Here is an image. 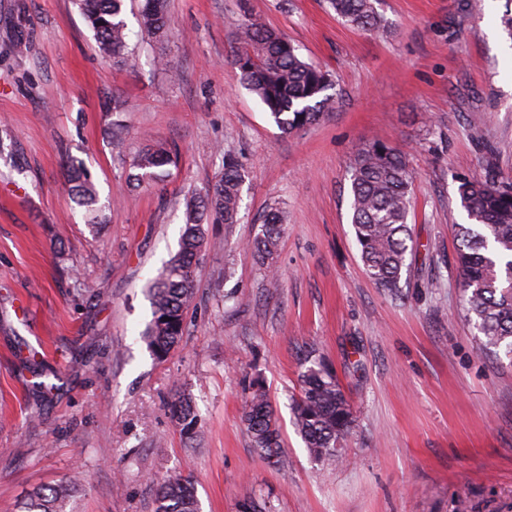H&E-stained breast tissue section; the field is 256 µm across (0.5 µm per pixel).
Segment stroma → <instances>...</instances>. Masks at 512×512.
<instances>
[{
	"label": "stroma",
	"mask_w": 512,
	"mask_h": 512,
	"mask_svg": "<svg viewBox=\"0 0 512 512\" xmlns=\"http://www.w3.org/2000/svg\"><path fill=\"white\" fill-rule=\"evenodd\" d=\"M504 3L376 0L379 37L327 0H169L161 47L127 0L126 68L102 57L73 0H0V512L70 475L72 512H154L177 472L202 512L250 497L272 512H512V360L486 356L464 316L455 237L460 178H512ZM244 7L330 75L335 111L286 135L240 86L224 19ZM115 98L126 111H107ZM146 134L178 163L130 189ZM375 138L414 176L416 258L395 294L367 276L351 224L349 163ZM228 155L244 174L240 221L209 225L183 341L156 360L147 288L179 248L187 192ZM69 157L106 223L88 226L71 199ZM274 205L287 216L275 285L246 246ZM308 350L353 408L338 462H314L293 424ZM255 380L278 417L277 464L241 421ZM179 393L198 415L190 439L171 414Z\"/></svg>",
	"instance_id": "obj_1"
}]
</instances>
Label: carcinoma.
Here are the masks:
<instances>
[{
	"mask_svg": "<svg viewBox=\"0 0 512 512\" xmlns=\"http://www.w3.org/2000/svg\"><path fill=\"white\" fill-rule=\"evenodd\" d=\"M125 0H78L99 50L117 66L132 67L136 58L128 45ZM336 16L349 26L372 34L385 31L374 0H328ZM142 31L159 42L169 37L166 0H143L138 14ZM243 35L234 64L242 84L260 100L284 134L317 123L336 109L337 97L329 74L306 61L299 48L279 30L252 13L228 20ZM176 158L163 148L144 145L134 156L128 184L155 186L169 175ZM351 221L360 259L368 276L387 290L398 288L408 255L413 252L407 217L413 182L407 157L381 140L362 144L353 154ZM72 198L83 208L88 223H105L91 176L82 163L66 162ZM243 178L239 165L224 159V173L212 185L185 200V223L179 250L149 287L152 311L143 337L158 360L165 359L183 339L184 313L195 298L199 260L205 245V225L239 221ZM461 207L469 223L458 225L457 267L462 278L466 316L475 318L483 335L482 348L512 361V180L492 174L484 180L462 179ZM286 227L282 209L270 208L252 241L258 263L274 269L278 242ZM301 375V393L293 401L294 424L311 459L338 457L341 443L351 433L353 412L337 379L321 363L308 359ZM173 416L185 435L195 433L197 415L191 399L182 395ZM242 421L253 447L265 457L278 456L280 431L275 411L262 386H252ZM78 482L35 490L24 512H64ZM155 512H199L191 476L178 473L158 484Z\"/></svg>",
	"mask_w": 512,
	"mask_h": 512,
	"instance_id": "obj_1",
	"label": "carcinoma"
}]
</instances>
